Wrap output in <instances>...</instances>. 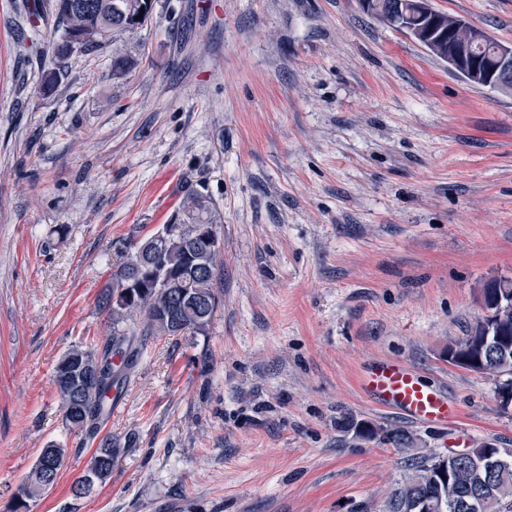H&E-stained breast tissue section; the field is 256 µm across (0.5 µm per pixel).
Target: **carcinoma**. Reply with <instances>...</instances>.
Here are the masks:
<instances>
[{"instance_id":"obj_1","label":"carcinoma","mask_w":512,"mask_h":512,"mask_svg":"<svg viewBox=\"0 0 512 512\" xmlns=\"http://www.w3.org/2000/svg\"><path fill=\"white\" fill-rule=\"evenodd\" d=\"M130 0H55V11L60 20L59 40H64L70 25L94 31L112 26L121 20ZM131 252L140 259L127 261L110 275V283L102 292L99 304L122 320L132 310L142 312L143 321L132 331L117 330L102 342L69 350L57 362L54 383L61 396L66 425L96 443L89 465L99 462L114 464L135 443V435L124 438L101 433L102 425L112 411V397L122 393L148 340L155 336H175L181 333L203 334L215 312L205 307L216 299L221 256L214 255L209 264L192 271L189 256H204L211 252L209 242L197 236L192 228L182 225L179 233L167 236L151 246L149 240L134 242ZM136 283L143 293L128 299L116 295L128 283ZM506 285L512 289V278H497L481 288L486 315L470 327L466 336L448 346L454 353L450 363L473 372L495 377L504 376L510 382L499 383L498 392L512 390V364L503 368L487 359L482 351L485 327L494 325L505 335L512 336V305L496 301L497 288ZM179 312L180 326L174 328L166 321L172 308ZM361 426L369 427L364 440L377 445L403 449L413 441L403 429L376 427L371 423L345 418L340 428L357 434ZM65 449L56 444L44 448L31 474L15 494V510L28 512L29 501L53 489L59 480ZM430 459L414 457L405 461L408 474L415 475L409 482L396 483L381 505V512H410V503L426 497L432 488L424 481ZM512 496V463L499 469L475 471L467 462L457 465L453 486L448 491V505L443 512H498L502 499Z\"/></svg>"}]
</instances>
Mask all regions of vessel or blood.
<instances>
[{"instance_id":"1","label":"vessel or blood","mask_w":512,"mask_h":512,"mask_svg":"<svg viewBox=\"0 0 512 512\" xmlns=\"http://www.w3.org/2000/svg\"><path fill=\"white\" fill-rule=\"evenodd\" d=\"M360 387L377 406L419 423L444 424L458 415L441 391L425 386L418 373L400 361L383 359L364 367Z\"/></svg>"}]
</instances>
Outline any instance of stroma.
Instances as JSON below:
<instances>
[{"mask_svg":"<svg viewBox=\"0 0 512 512\" xmlns=\"http://www.w3.org/2000/svg\"><path fill=\"white\" fill-rule=\"evenodd\" d=\"M431 2L512 43V0ZM32 3L0 0V512L51 442L59 481L30 512H374L408 456L512 448L498 378L447 351L482 285L512 277V92L358 0H154L147 27L60 62L52 0L34 27ZM120 55L136 65L118 76ZM207 222L223 240L207 330L149 340L105 426L136 445L73 500L94 447L65 425L54 368L110 334L98 298L130 242ZM385 358L459 419L375 407L358 379ZM345 417L415 443L353 439Z\"/></svg>","mask_w":512,"mask_h":512,"instance_id":"stroma-1","label":"stroma"}]
</instances>
